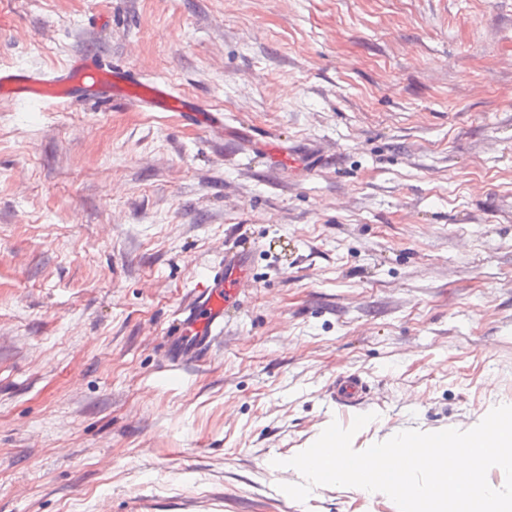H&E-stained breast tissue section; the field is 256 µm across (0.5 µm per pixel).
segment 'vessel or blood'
I'll return each instance as SVG.
<instances>
[{"instance_id": "obj_1", "label": "vessel or blood", "mask_w": 512, "mask_h": 512, "mask_svg": "<svg viewBox=\"0 0 512 512\" xmlns=\"http://www.w3.org/2000/svg\"><path fill=\"white\" fill-rule=\"evenodd\" d=\"M52 98L66 106L74 100L123 101L146 112H181L193 115L198 107L161 81H141L130 69L109 65L94 53H83L50 71L9 68L0 70V99L18 101ZM252 268L248 250L225 252L224 260L206 275L192 307L181 312L168 330V342L179 359L209 353L224 327V313L239 300ZM362 381L348 376L336 380L335 401L345 409L360 401Z\"/></svg>"}]
</instances>
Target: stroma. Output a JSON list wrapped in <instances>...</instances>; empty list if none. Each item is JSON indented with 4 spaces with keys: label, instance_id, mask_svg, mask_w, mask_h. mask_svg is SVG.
<instances>
[{
    "label": "stroma",
    "instance_id": "35a3bbf8",
    "mask_svg": "<svg viewBox=\"0 0 512 512\" xmlns=\"http://www.w3.org/2000/svg\"><path fill=\"white\" fill-rule=\"evenodd\" d=\"M85 51L224 133L0 101V512H390L295 501L277 463L348 415L362 451L512 405V0H0V67ZM245 241L221 337L175 365ZM251 268L250 250H232L207 273L192 307L181 312L167 332L178 359H196L212 350L215 337L224 329V312L239 302V288H243ZM335 401L336 406L344 411L363 398L364 383L351 376H339L336 379Z\"/></svg>",
    "mask_w": 512,
    "mask_h": 512
}]
</instances>
